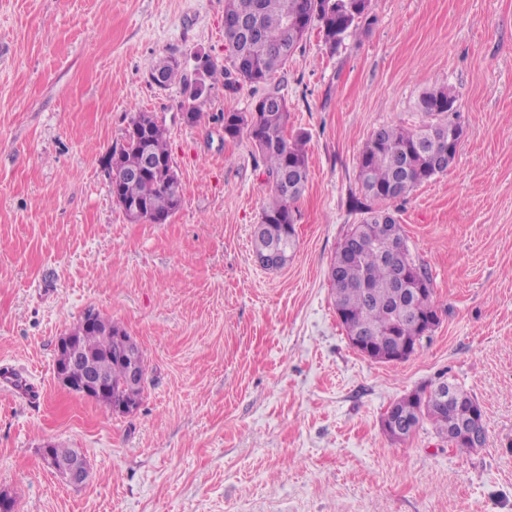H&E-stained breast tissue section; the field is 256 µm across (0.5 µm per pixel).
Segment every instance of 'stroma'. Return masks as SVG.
Instances as JSON below:
<instances>
[{
  "instance_id": "1",
  "label": "stroma",
  "mask_w": 512,
  "mask_h": 512,
  "mask_svg": "<svg viewBox=\"0 0 512 512\" xmlns=\"http://www.w3.org/2000/svg\"><path fill=\"white\" fill-rule=\"evenodd\" d=\"M377 22L326 50L317 29L271 81L306 132L297 247L258 265L272 188L224 113L261 89L214 81L184 123L182 83L149 70L227 67L224 0H0V489L15 512H512V0H372ZM457 98L447 173L398 203L440 323L416 354L378 363L336 315L332 258L380 127L413 126L428 87ZM156 113L182 182L165 223L130 221L106 160L131 116ZM122 325L148 364L143 401L112 412L63 388L58 341L86 309ZM447 377L474 394L486 443L431 424L392 442L396 399ZM86 458L85 484L42 459ZM51 447L55 457L68 458L76 453L73 448H62L55 444H51ZM52 454L44 452L42 458L46 466L57 473L66 484L79 487L85 483L88 477V465L82 455L71 461H58Z\"/></svg>"
}]
</instances>
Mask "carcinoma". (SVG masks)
Segmentation results:
<instances>
[{
    "instance_id": "cac0c4a2",
    "label": "carcinoma",
    "mask_w": 512,
    "mask_h": 512,
    "mask_svg": "<svg viewBox=\"0 0 512 512\" xmlns=\"http://www.w3.org/2000/svg\"><path fill=\"white\" fill-rule=\"evenodd\" d=\"M371 0H224V39L233 71L224 72L210 56L206 60L203 85L222 74L251 86L267 83L291 59L312 25L319 27L324 46L334 54L349 37L368 31L376 22ZM165 67L162 87L182 79L180 62L153 65L150 72ZM189 91L182 109L191 114L189 123L202 117L196 101L201 91L196 83H185ZM456 96L445 86L421 92L415 111L422 121L412 127L389 125L377 129L366 141L357 161L361 196L353 209L360 222L353 224L339 243L329 270L335 306L346 315V334L361 331L371 338L397 336L414 343L422 336L418 317L439 313L431 277L426 267L411 255L400 223L390 205L403 201L415 187L448 171L459 148L463 129L458 122ZM224 137L248 136L256 146L272 197L254 231V250L271 259L269 269L288 263L296 248L294 203L308 179V135L285 134L288 105L276 88H270L248 113L226 112ZM165 123L152 112H138L129 121L122 143L107 159L109 191L132 220L139 215L132 206L150 212L162 224L183 203L177 190L180 179L168 148ZM425 288L413 295L412 285ZM66 336L94 357L107 379L105 406L123 404L139 408L144 389L126 387L128 363L124 353L132 351L143 367L147 359L127 330L96 314L93 325L79 319ZM457 400L442 405L428 397L406 394L390 405L405 436L415 433L428 420L440 436L466 420L470 407H480L467 390L455 386Z\"/></svg>"
}]
</instances>
